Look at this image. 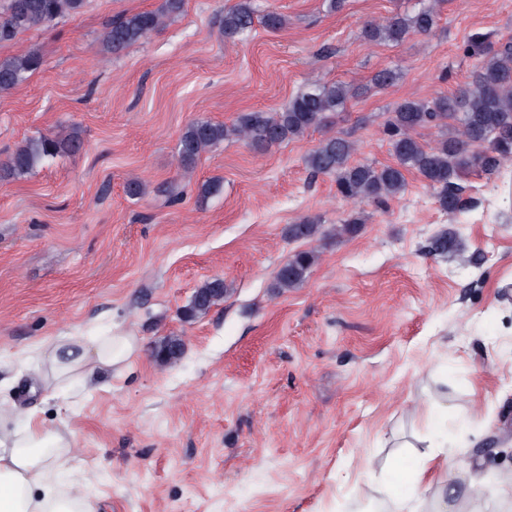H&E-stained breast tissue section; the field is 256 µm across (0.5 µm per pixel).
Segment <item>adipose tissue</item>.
<instances>
[{"label": "adipose tissue", "instance_id": "1", "mask_svg": "<svg viewBox=\"0 0 512 512\" xmlns=\"http://www.w3.org/2000/svg\"><path fill=\"white\" fill-rule=\"evenodd\" d=\"M131 350L123 337L47 338L35 346L39 379L48 389L84 383L110 373ZM72 443L67 429L0 403V512H90L83 486L60 480ZM447 454L446 442L434 438L420 453L416 468L399 462L391 466L388 487L398 497L399 512H418L421 497L428 494L434 512H448L447 476L428 475L437 459Z\"/></svg>", "mask_w": 512, "mask_h": 512}]
</instances>
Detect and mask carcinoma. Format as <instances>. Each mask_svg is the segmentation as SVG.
<instances>
[{
	"mask_svg": "<svg viewBox=\"0 0 512 512\" xmlns=\"http://www.w3.org/2000/svg\"><path fill=\"white\" fill-rule=\"evenodd\" d=\"M87 0H4L0 5V44L37 26L80 13ZM184 0H163L156 11H141L122 16L103 34L106 49L118 55L157 30L166 16L180 13ZM255 8L252 0H238L224 12L222 32L229 41H243L252 32ZM437 24L432 6L415 14H396L381 24H369L364 34L371 40L402 43L411 33L427 35ZM481 57L470 80L448 95L431 100H405L389 113L385 132L389 137L395 164L380 169L368 163L353 164L355 142L343 133L330 135L319 142L305 157L306 167L314 174L335 179L336 190L344 198L359 202H382L401 195L406 188L405 172H416L438 191L442 209L454 213L461 208L462 186L459 181L477 170L487 178L498 175L505 161L512 158V41L499 46L486 45L484 38L473 37ZM42 64L38 54L0 60V92H9L22 83ZM358 95V89L343 83L314 82L292 98L280 112H244L230 126L198 119L188 124L179 138V158L190 169L208 148L229 139H240L251 149L264 151L274 145L300 138L311 129L328 122V118L345 108ZM434 128L438 136L432 146L423 145L418 130ZM81 141L77 133L65 136L41 135L18 146L0 163V180L22 176L43 159L74 152ZM365 223L358 212L336 226V237L355 235ZM321 234V225L304 217L288 225V237L312 239ZM313 251L294 253L277 271L274 287L283 293L303 282L314 265ZM224 280L215 278L203 283L184 311L187 319L203 314L224 299ZM155 357L162 362L178 359L184 352L181 336H166L155 346Z\"/></svg>",
	"mask_w": 512,
	"mask_h": 512,
	"instance_id": "carcinoma-1",
	"label": "carcinoma"
}]
</instances>
